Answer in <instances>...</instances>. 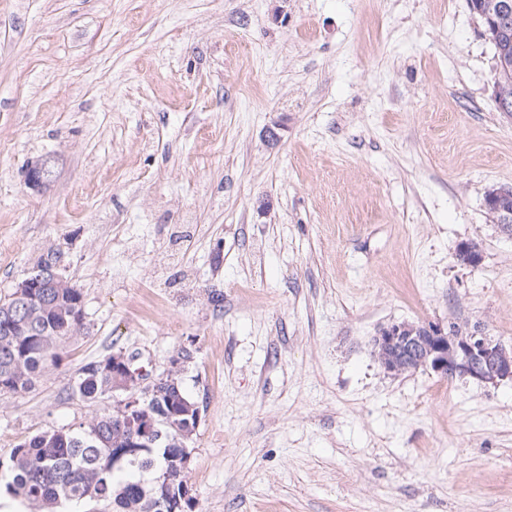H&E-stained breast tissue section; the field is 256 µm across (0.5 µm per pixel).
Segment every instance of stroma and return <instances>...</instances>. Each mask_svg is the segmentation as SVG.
Segmentation results:
<instances>
[{"instance_id": "1", "label": "stroma", "mask_w": 512, "mask_h": 512, "mask_svg": "<svg viewBox=\"0 0 512 512\" xmlns=\"http://www.w3.org/2000/svg\"><path fill=\"white\" fill-rule=\"evenodd\" d=\"M494 73L467 0H0V295L60 243L85 316L0 396V462L112 409L75 394L85 363L186 351L194 512H512V383L370 347L401 322L512 344Z\"/></svg>"}]
</instances>
